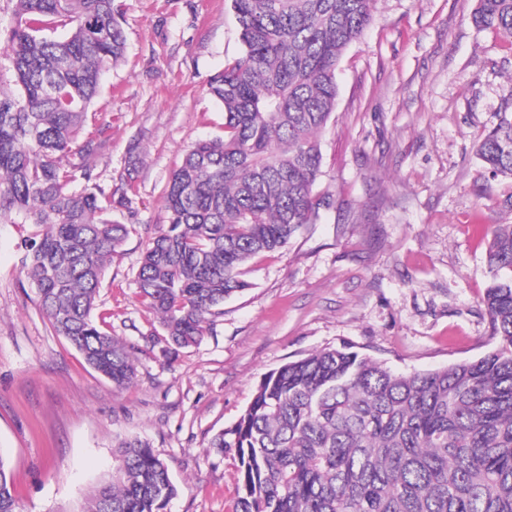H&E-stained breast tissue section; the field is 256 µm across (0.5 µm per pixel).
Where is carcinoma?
<instances>
[{
    "instance_id": "cac0c4a2",
    "label": "carcinoma",
    "mask_w": 512,
    "mask_h": 512,
    "mask_svg": "<svg viewBox=\"0 0 512 512\" xmlns=\"http://www.w3.org/2000/svg\"><path fill=\"white\" fill-rule=\"evenodd\" d=\"M373 2L230 0L244 50L208 87L223 136L185 150L165 192L168 226L136 273L173 349L198 344L248 288V259L284 248L325 203L314 193L319 136ZM472 23L512 41V0H477ZM0 49L16 87L0 93V223L33 227L24 276L53 331L128 386L136 365L94 310L131 228L112 221L113 194L94 182L95 142L79 144L104 74L125 54L114 0H16ZM476 155L512 179V114ZM486 263L494 346L481 357L403 374L344 346L267 374L209 444L238 460L237 512H512V224L494 232ZM116 460L82 512H165L178 487L151 446L124 439ZM0 512H18L1 458Z\"/></svg>"
}]
</instances>
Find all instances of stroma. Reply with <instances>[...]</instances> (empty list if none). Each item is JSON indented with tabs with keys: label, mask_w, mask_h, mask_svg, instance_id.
Instances as JSON below:
<instances>
[{
	"label": "stroma",
	"mask_w": 512,
	"mask_h": 512,
	"mask_svg": "<svg viewBox=\"0 0 512 512\" xmlns=\"http://www.w3.org/2000/svg\"><path fill=\"white\" fill-rule=\"evenodd\" d=\"M126 54L105 77L85 135L113 220L134 230L97 298L130 348L127 388L57 336L23 274L27 228L0 223V457L18 512H80L110 477L118 439L150 443L179 486L167 512H236L237 462L210 448L263 377L315 350L352 346L398 372L469 361L493 346L483 299L487 242L512 224V181L476 147L512 113V42L477 29L476 0H376L344 52L320 142L328 196L316 223L252 257L248 287L201 342L166 354L136 272L165 229L181 153L222 135L211 77L243 51L229 0H115Z\"/></svg>",
	"instance_id": "stroma-1"
}]
</instances>
